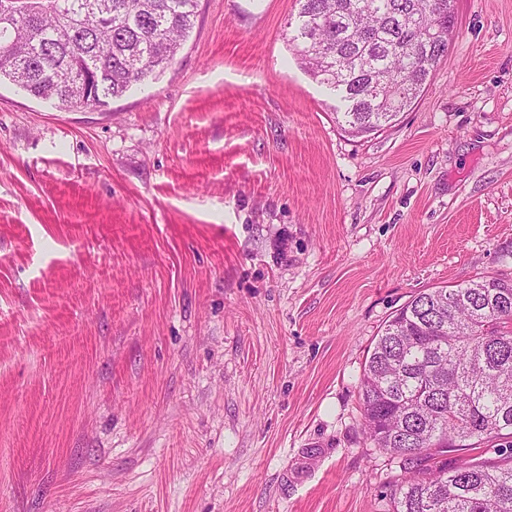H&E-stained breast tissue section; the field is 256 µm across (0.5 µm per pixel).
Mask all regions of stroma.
<instances>
[{"label":"stroma","instance_id":"35a3bbf8","mask_svg":"<svg viewBox=\"0 0 512 512\" xmlns=\"http://www.w3.org/2000/svg\"><path fill=\"white\" fill-rule=\"evenodd\" d=\"M295 0H198L156 80L0 83V512H393L368 350L419 292L512 279V0L354 138Z\"/></svg>","mask_w":512,"mask_h":512}]
</instances>
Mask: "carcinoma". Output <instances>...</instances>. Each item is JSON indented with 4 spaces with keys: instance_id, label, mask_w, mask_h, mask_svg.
Segmentation results:
<instances>
[{
    "instance_id": "obj_1",
    "label": "carcinoma",
    "mask_w": 512,
    "mask_h": 512,
    "mask_svg": "<svg viewBox=\"0 0 512 512\" xmlns=\"http://www.w3.org/2000/svg\"><path fill=\"white\" fill-rule=\"evenodd\" d=\"M289 44L352 136L392 126L448 56L451 0H297ZM0 80L64 110L101 106L171 64L197 0H0ZM365 431L400 458L393 512H512V280L420 292L384 326L361 385ZM495 457L448 465L450 448Z\"/></svg>"
}]
</instances>
